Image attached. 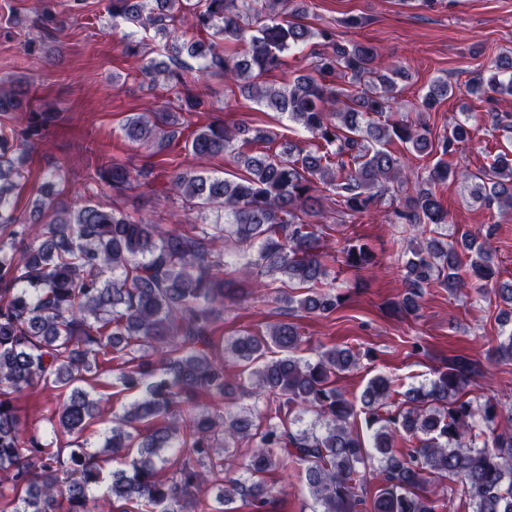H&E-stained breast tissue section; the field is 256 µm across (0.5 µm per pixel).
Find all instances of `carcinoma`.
Instances as JSON below:
<instances>
[{
    "label": "carcinoma",
    "instance_id": "carcinoma-1",
    "mask_svg": "<svg viewBox=\"0 0 512 512\" xmlns=\"http://www.w3.org/2000/svg\"><path fill=\"white\" fill-rule=\"evenodd\" d=\"M109 12L132 28L124 54L134 58L143 52L140 32L182 22L165 47L169 62L141 68L154 82L184 87L177 108L128 116L125 138L155 154L230 152L242 173L169 172L167 193L216 214L195 232L134 221L116 206L71 210L55 201L50 182L21 214L16 191L55 114L30 108L29 90L0 85V117L15 120L0 129V512H236L239 499L250 512H270L262 475L290 466L305 473L311 512H438L423 493L431 478L458 484L475 512H512V406L466 397L475 374L469 359H455L397 403L392 381L378 375L357 406L336 386L359 360L351 347L302 360L294 356L302 336L288 321L228 342L215 336L224 298L237 292L224 279L228 250L242 253L245 280L274 287L279 300L320 315L336 309L340 295L319 289L327 275L320 238L301 218L322 215L325 199L353 217L387 206L391 222L417 230L421 240L400 267L405 311H416L432 285L483 292L495 276L492 227L440 238L448 212L435 187L460 180L473 200L511 212L512 154L470 173L449 162L471 140L467 123L435 137L387 120L406 73L386 66L370 43H341L333 28L303 23L304 0H110ZM304 44L312 48L308 73L283 87L261 82ZM184 53L199 59L198 72L223 75L242 96L300 125L313 147L290 143L272 154L268 132L246 123L189 126L183 114L205 111L207 100L185 86ZM338 71L349 87L336 86ZM465 89L488 103L512 94V58L496 60ZM453 92L438 79L419 108L429 112ZM395 141L437 157L426 176L404 170L403 155L387 148ZM96 174L98 185L121 194L149 185L153 168L112 162ZM342 254L351 268L375 265L364 244ZM272 346L281 356L269 360ZM228 362L238 377L226 375ZM114 363L132 400L112 413L103 445L91 452L84 432L100 420L91 391ZM38 384L57 391L50 441L26 430L15 405ZM240 394L256 401L235 411ZM293 411L315 419L294 430L301 418H288ZM242 443L250 452L240 457ZM115 458L126 468L108 477L104 464ZM371 460L383 478L369 502ZM214 477L222 486L212 503L199 490Z\"/></svg>",
    "mask_w": 512,
    "mask_h": 512
}]
</instances>
